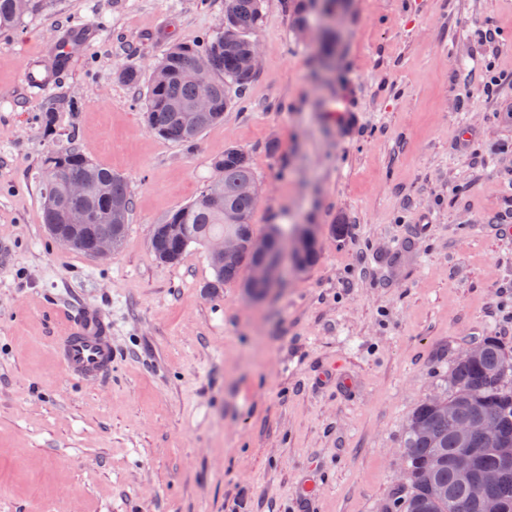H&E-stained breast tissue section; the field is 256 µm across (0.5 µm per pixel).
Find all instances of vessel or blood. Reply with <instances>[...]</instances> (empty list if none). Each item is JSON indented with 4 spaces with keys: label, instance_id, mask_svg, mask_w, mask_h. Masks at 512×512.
<instances>
[{
    "label": "vessel or blood",
    "instance_id": "1",
    "mask_svg": "<svg viewBox=\"0 0 512 512\" xmlns=\"http://www.w3.org/2000/svg\"><path fill=\"white\" fill-rule=\"evenodd\" d=\"M55 349L72 381L100 379L112 370V328L92 311H82L70 321Z\"/></svg>",
    "mask_w": 512,
    "mask_h": 512
}]
</instances>
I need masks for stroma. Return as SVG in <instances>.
<instances>
[{"mask_svg":"<svg viewBox=\"0 0 512 512\" xmlns=\"http://www.w3.org/2000/svg\"><path fill=\"white\" fill-rule=\"evenodd\" d=\"M285 3L263 2L244 106L190 149L149 130L145 86L117 73L216 33L224 0H51L0 34V512H380L407 419L459 350H512V0H345L307 42ZM33 56L56 77L26 93ZM473 68L493 95L462 97ZM71 139L132 197L105 258L43 222L38 173ZM229 147L265 188L257 235L319 232L318 261L258 299L204 291L207 246L174 265L150 246ZM81 308L117 357L76 384L55 343Z\"/></svg>","mask_w":512,"mask_h":512,"instance_id":"35a3bbf8","label":"stroma"}]
</instances>
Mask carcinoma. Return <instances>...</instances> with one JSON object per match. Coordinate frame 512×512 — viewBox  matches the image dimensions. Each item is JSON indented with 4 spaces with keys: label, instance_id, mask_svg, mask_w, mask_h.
Returning <instances> with one entry per match:
<instances>
[{
    "label": "carcinoma",
    "instance_id": "1",
    "mask_svg": "<svg viewBox=\"0 0 512 512\" xmlns=\"http://www.w3.org/2000/svg\"><path fill=\"white\" fill-rule=\"evenodd\" d=\"M321 2L329 16L340 0H292L289 9L294 27L308 25L307 16L315 2ZM17 0H0V32L17 29L26 16L43 12L48 0H27L26 10L18 11ZM223 31L196 45L169 49L158 62L146 92V122L161 137L193 147L199 137L219 122L224 111L242 103L255 77L249 66L251 35L262 18V0H224ZM199 56L210 61L207 79L210 105L200 114L193 108L200 88L185 76ZM215 176L199 196L172 211L164 224L182 225L181 235L165 234L163 224L150 231V244L158 260L172 264L181 259L192 243L205 244L211 237L238 236L246 244L238 258L226 262L210 257L213 280L205 284L215 292L228 283L249 286L250 272L257 258L248 244L255 239L253 214L259 199L243 191V185L256 181L248 153L227 148L212 162ZM73 183L84 185V194H69ZM41 199L54 197L68 210L79 209L90 216L80 229L86 243L113 230L112 203L122 205L119 238L126 236L132 207L126 181L111 170L93 162L73 145H62L46 158L40 175ZM293 259L301 271L317 260L316 241L305 234L297 237ZM483 347L478 357L468 363L454 361L448 373V391L438 399L427 398L411 412L406 426L404 452L407 456L408 489L392 493L388 512H457L456 506L468 500L467 484L462 474L473 475L489 469L500 477L489 494L512 512V468L502 463L492 446L476 434L464 444L454 434L448 413L454 410L490 414L497 418L501 434L512 440V352L494 336L478 341Z\"/></svg>",
    "mask_w": 512,
    "mask_h": 512
}]
</instances>
